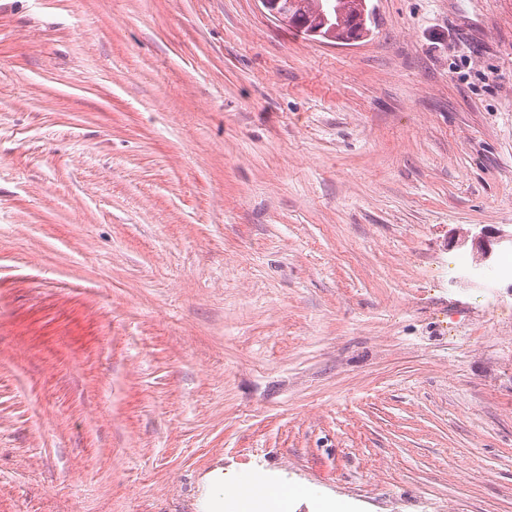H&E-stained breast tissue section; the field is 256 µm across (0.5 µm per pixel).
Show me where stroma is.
<instances>
[{"label":"stroma","instance_id":"1","mask_svg":"<svg viewBox=\"0 0 512 512\" xmlns=\"http://www.w3.org/2000/svg\"><path fill=\"white\" fill-rule=\"evenodd\" d=\"M0 0V512H512V0ZM267 14L275 21L288 25L293 10L299 6L298 0H259ZM304 2L301 17L304 19V23L308 24L306 34L310 37H319L324 43L336 45V42L345 44H351L352 42L359 41L361 38H347L346 36H340L345 32H360L362 31V21L357 19L361 16L359 8L360 4H356L357 0H332V14H327L328 24L325 28H313L321 24L320 12L322 5H326L325 0H300ZM332 25H336L340 28L336 34L333 28H329ZM329 29V30H328ZM324 32H323V31ZM328 30V31H327ZM327 31V32H326ZM340 36V37H336Z\"/></svg>","mask_w":512,"mask_h":512}]
</instances>
